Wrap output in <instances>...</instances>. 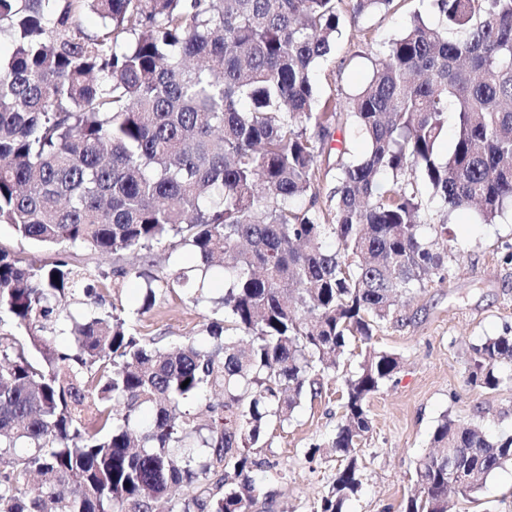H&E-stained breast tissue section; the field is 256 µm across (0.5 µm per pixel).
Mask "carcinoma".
<instances>
[{
  "label": "carcinoma",
  "instance_id": "carcinoma-1",
  "mask_svg": "<svg viewBox=\"0 0 512 512\" xmlns=\"http://www.w3.org/2000/svg\"><path fill=\"white\" fill-rule=\"evenodd\" d=\"M344 1L355 21L394 2L0 0L13 47L0 58V224L112 255L148 307L179 289L224 310L205 341L164 350L122 310L102 312L67 253L37 266L0 248V512H154L181 484L194 491L170 512H252L254 450L321 394L353 339L365 355L344 380L327 443L339 467L313 512L358 493L367 403L400 367L374 332L445 268L451 215L473 206L488 224L512 208V0H433L436 20L415 14L367 84L320 104L313 76ZM347 126L366 142L359 157L328 145ZM323 167L336 170L326 211ZM162 244L196 262L155 274ZM128 252L143 264L123 265ZM218 259L224 294L211 297ZM507 362L511 327L471 347L467 383L511 385L495 373ZM189 399L206 423L182 410ZM431 445L402 512H448L512 464V434L448 415Z\"/></svg>",
  "mask_w": 512,
  "mask_h": 512
}]
</instances>
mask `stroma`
<instances>
[{"instance_id": "obj_1", "label": "stroma", "mask_w": 512, "mask_h": 512, "mask_svg": "<svg viewBox=\"0 0 512 512\" xmlns=\"http://www.w3.org/2000/svg\"><path fill=\"white\" fill-rule=\"evenodd\" d=\"M433 18L431 0H394L389 11L359 21L345 20V34L315 76L318 100L353 93L372 75L364 58L360 30L374 45L397 36L414 13ZM72 263L91 275L108 303L122 308L134 333L163 337L165 345L200 335L218 312L194 306L185 295L169 293L141 312L142 280L112 284L111 256L78 249ZM512 327V210L494 223L462 210L448 223V272L401 299L390 322L372 339L376 348L395 353L400 368L368 401L371 430L361 445L362 485L345 512H401L418 490L416 466L431 451V434L442 416L472 421L492 435L512 433V386L497 389L467 385L470 347ZM365 350L351 341L336 373L325 376L323 390L296 409L287 427L270 428L261 456L273 468L251 475L274 503L272 512H311L328 490L337 468L326 443L341 418L345 376L355 372ZM449 512H512V467L498 470L473 499H456Z\"/></svg>"}]
</instances>
